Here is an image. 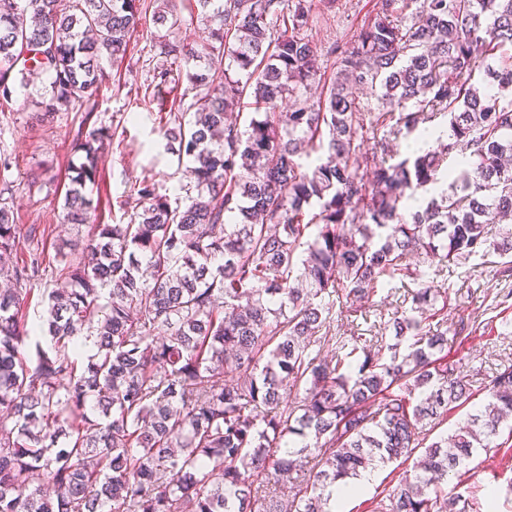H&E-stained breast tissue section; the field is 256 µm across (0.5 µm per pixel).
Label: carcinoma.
<instances>
[{
	"label": "carcinoma",
	"mask_w": 512,
	"mask_h": 512,
	"mask_svg": "<svg viewBox=\"0 0 512 512\" xmlns=\"http://www.w3.org/2000/svg\"><path fill=\"white\" fill-rule=\"evenodd\" d=\"M155 2V27L178 25L172 0ZM312 2L194 0L201 43L154 35L155 88L183 74L197 96L190 118L163 125L194 185L172 199L147 177L119 202L128 223L98 224L88 190L107 136L79 130L63 223L90 235L58 244L70 287L29 302L46 258L14 261L0 199V512H254L260 491L264 512H334L337 482L410 457L423 421L471 398L448 362V288L429 269L450 277L492 250L495 275L512 277V0H378L327 79L302 36ZM143 10L0 0V96L45 74L47 110L83 102ZM358 86L382 111L362 110ZM246 94L255 111L242 115ZM443 126L437 151L392 149ZM397 283L415 288L395 343L336 333V298L365 303ZM327 344L331 358L313 352ZM482 390L384 512H476L448 477L512 436V363ZM292 471L304 483L290 492Z\"/></svg>",
	"instance_id": "obj_1"
}]
</instances>
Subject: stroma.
<instances>
[{
	"label": "stroma",
	"mask_w": 512,
	"mask_h": 512,
	"mask_svg": "<svg viewBox=\"0 0 512 512\" xmlns=\"http://www.w3.org/2000/svg\"><path fill=\"white\" fill-rule=\"evenodd\" d=\"M376 0H336L333 8L315 4L307 36L317 48L321 69L333 72L336 56L330 46H347L374 9ZM155 26L146 23L133 33L123 58H103L105 78L91 96L88 107L62 109L49 114L39 88L47 78L36 79L28 89L15 90L9 101L0 100V168L11 191L9 204L18 227L19 255L35 248L30 228L43 230L49 241L86 240L87 229L63 224V183L81 157L72 141L81 121L121 134V144H110L99 160L102 180L93 191L96 217L101 224H124L128 218L116 199L128 194L144 175H154L161 192L179 194L187 179L178 170L176 156L167 153L160 118L171 109L174 95L154 88L153 74L162 62L152 47ZM496 253L471 257L462 277L448 284V319H465L475 331L465 340H449L452 359L463 360L481 377L491 376L498 364L512 361V280L494 275ZM412 462L395 461L377 468L374 482L359 497L349 499L345 512H376L380 501L395 486ZM482 512H512V439L489 452L478 453L464 476Z\"/></svg>",
	"instance_id": "35a3bbf8"
}]
</instances>
